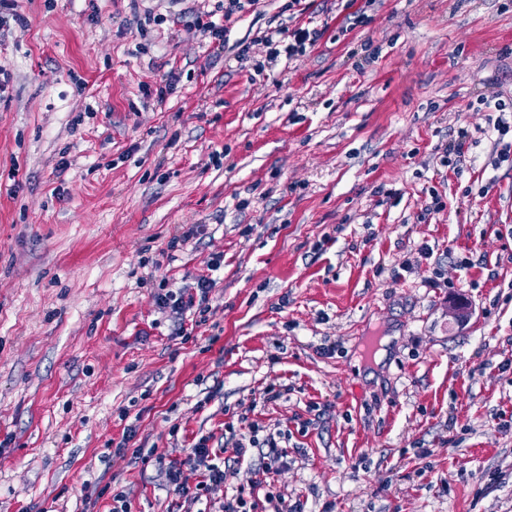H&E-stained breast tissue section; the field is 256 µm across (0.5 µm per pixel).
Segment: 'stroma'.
<instances>
[{
    "mask_svg": "<svg viewBox=\"0 0 512 512\" xmlns=\"http://www.w3.org/2000/svg\"><path fill=\"white\" fill-rule=\"evenodd\" d=\"M288 3L221 44L130 0H17L0 27V512H85L87 481L178 512L155 462L108 454L129 424L169 461L212 435V506L267 512L252 422L304 512H512V0ZM275 19L321 36L269 61ZM202 274L205 323L158 307ZM258 424H250L249 426V435L241 434L240 438L235 441V447L237 448L238 458H244L248 453L250 448L265 447L267 448V452L265 453V457L270 463H266L261 469V474H266V471H269L272 468V464L283 462V458L287 455L283 448L278 445V442L275 438L274 434H267V436L262 440V443L259 441L257 437V433L259 432ZM264 457V458H265Z\"/></svg>",
    "mask_w": 512,
    "mask_h": 512,
    "instance_id": "1",
    "label": "stroma"
}]
</instances>
